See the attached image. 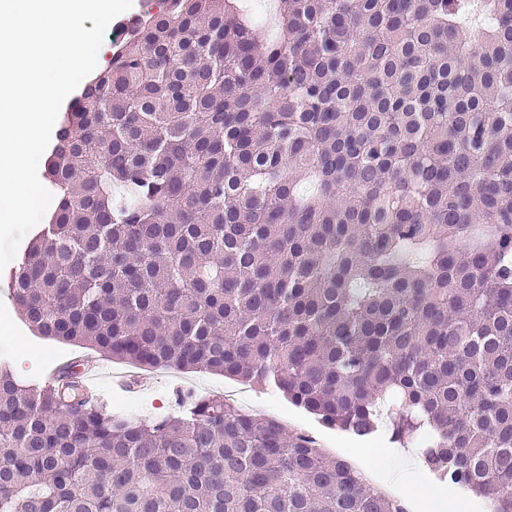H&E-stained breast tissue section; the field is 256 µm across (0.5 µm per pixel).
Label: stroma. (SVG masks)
I'll list each match as a JSON object with an SVG mask.
<instances>
[{
	"label": "stroma",
	"mask_w": 512,
	"mask_h": 512,
	"mask_svg": "<svg viewBox=\"0 0 512 512\" xmlns=\"http://www.w3.org/2000/svg\"><path fill=\"white\" fill-rule=\"evenodd\" d=\"M0 356L9 358L19 376L40 379L54 363L82 358L102 372L126 374L151 380L150 388L138 393L104 390L103 395L118 412L144 421L172 411L180 393L198 396H223L256 415L270 416L283 424L289 434L312 437L324 452L359 467L362 458L391 461L400 451V443L391 442L389 434L361 438L338 428L322 425L312 414L267 387L193 370L141 368L105 357L85 345L66 344L37 336L22 320L4 290L0 289Z\"/></svg>",
	"instance_id": "1"
}]
</instances>
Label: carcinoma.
<instances>
[{
  "instance_id": "cac0c4a2",
  "label": "carcinoma",
  "mask_w": 512,
  "mask_h": 512,
  "mask_svg": "<svg viewBox=\"0 0 512 512\" xmlns=\"http://www.w3.org/2000/svg\"><path fill=\"white\" fill-rule=\"evenodd\" d=\"M71 102L10 272L41 336L270 387L512 512V0H161ZM0 362V512H405L219 396Z\"/></svg>"
}]
</instances>
